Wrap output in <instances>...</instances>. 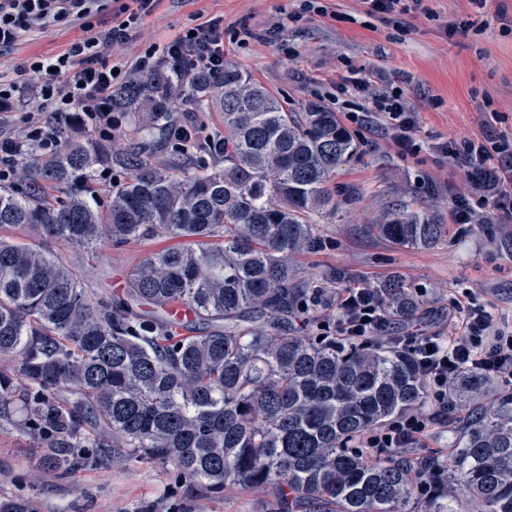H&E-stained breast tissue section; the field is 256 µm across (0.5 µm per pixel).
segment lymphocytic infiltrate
Returning <instances> with one entry per match:
<instances>
[{
    "mask_svg": "<svg viewBox=\"0 0 512 512\" xmlns=\"http://www.w3.org/2000/svg\"><path fill=\"white\" fill-rule=\"evenodd\" d=\"M112 21L99 22L102 0H0V53L14 49L22 39L50 26H77L80 39L56 55L32 56L17 64L9 75H0V105L25 113L26 139H34L47 152L59 144L55 128L80 113L85 124L109 137L120 127L112 95L131 84L136 75L153 71L161 61L183 57L210 68L224 70V21L208 18L191 31L154 45L130 65L113 67L111 46L128 41L139 22L150 15L159 0H114ZM386 132L400 151L414 153L418 146L412 133L414 112L401 95L381 94L374 100ZM26 139L0 138V181L10 178L23 153ZM453 161L466 169L468 195L457 200L454 221L473 223L477 209L492 208L512 215V192L505 189L512 178V139L504 135L466 138L445 149ZM336 319L315 321L318 335L362 345L380 336H393L396 344L417 358L432 405L431 411L407 412L385 427L366 434L359 442L374 459L391 450L412 448L410 460L421 494L433 487L438 470L434 459L419 454L425 439L448 420L450 387L465 367L480 370L499 385L512 389V326L496 323L485 306L470 292L453 297L448 305L444 331L426 335L413 321L391 322L381 300L370 292L336 291Z\"/></svg>",
    "mask_w": 512,
    "mask_h": 512,
    "instance_id": "obj_1",
    "label": "lymphocytic infiltrate"
}]
</instances>
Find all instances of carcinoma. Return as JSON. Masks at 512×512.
I'll list each match as a JSON object with an SVG mask.
<instances>
[{
    "instance_id": "cac0c4a2",
    "label": "carcinoma",
    "mask_w": 512,
    "mask_h": 512,
    "mask_svg": "<svg viewBox=\"0 0 512 512\" xmlns=\"http://www.w3.org/2000/svg\"><path fill=\"white\" fill-rule=\"evenodd\" d=\"M116 102L145 111L144 128L169 134L173 112L222 113L224 155L153 163L112 152L90 131L46 153L28 143L16 188H0V431L42 450L41 465L69 475L106 468L114 448L174 467L212 494L271 487L273 512H512V392L491 406L487 377L465 369L451 386L448 425L459 436L439 459L440 486L422 496L404 455L372 459L369 431L422 408L427 389L409 352L304 339L292 318L330 305L336 289L301 288L292 258L321 245L336 212V170L356 143L320 102L290 108L237 65L215 77L167 64ZM126 171L106 191L104 169ZM372 229L400 247L431 249L448 230L427 209L390 208ZM145 237L179 246L146 256L119 297L98 298L83 276L40 243L97 248ZM370 289L388 315L419 299L397 277ZM181 305L214 327L175 336L146 308ZM0 512H34L24 494Z\"/></svg>"
}]
</instances>
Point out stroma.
Masks as SVG:
<instances>
[{"label":"stroma","instance_id":"obj_1","mask_svg":"<svg viewBox=\"0 0 512 512\" xmlns=\"http://www.w3.org/2000/svg\"><path fill=\"white\" fill-rule=\"evenodd\" d=\"M300 0H160L137 33L111 52L114 64L134 60L143 48L165 42L199 18L220 16L225 30L276 26ZM326 17L288 24L268 41L224 40V60L243 69L289 106L318 100L333 106L336 86L359 69L372 86L350 95L347 112L372 109L376 93L396 92L416 114L421 150L402 155L382 133L353 131L356 155L336 172L338 209L321 227L319 248L297 255L294 264L312 283L344 275L376 282L397 277L419 288L430 309L422 322L436 326L448 310L452 289H471L493 314L512 311V223L502 213L478 210V223L453 222L454 202L466 191V172L450 166L439 144L482 134L486 121L512 133V0H488L476 12L470 0H422L419 8L393 20L370 15L362 0H327ZM79 28H48L0 56V74L30 55L59 53ZM113 150L141 151L156 159L177 156L169 139L139 131L134 114L121 118ZM427 204L448 226L444 244L433 249L402 248L370 227L397 202ZM166 239L147 237L122 246L106 245L89 254L57 240L45 247L85 271L84 285L97 297L121 294L129 270L147 255L171 248ZM38 449L18 433L0 432V492L28 495L36 512H138L166 502L169 512H265L272 490L227 489L202 495L175 479L172 467L116 450L110 467H86L61 476L39 466Z\"/></svg>","mask_w":512,"mask_h":512}]
</instances>
